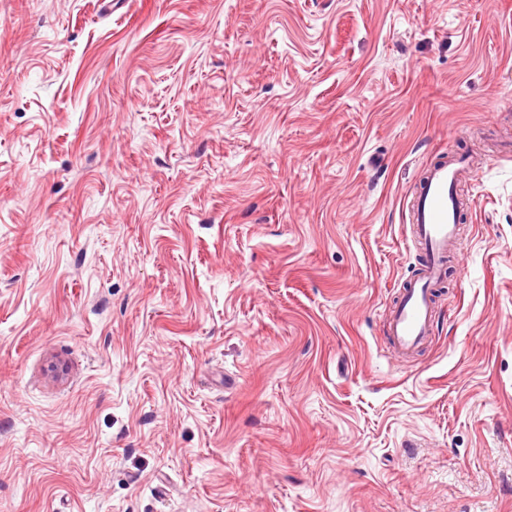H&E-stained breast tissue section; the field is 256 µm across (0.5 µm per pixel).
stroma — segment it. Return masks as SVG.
<instances>
[{
    "mask_svg": "<svg viewBox=\"0 0 512 512\" xmlns=\"http://www.w3.org/2000/svg\"><path fill=\"white\" fill-rule=\"evenodd\" d=\"M0 512H512V0H0ZM466 169L456 158L435 163L424 170L415 188L411 233L423 261L417 277L386 313L390 344L402 357L422 348L433 332L435 293L447 275L446 259L456 258L458 188Z\"/></svg>",
    "mask_w": 512,
    "mask_h": 512,
    "instance_id": "1",
    "label": "stroma"
}]
</instances>
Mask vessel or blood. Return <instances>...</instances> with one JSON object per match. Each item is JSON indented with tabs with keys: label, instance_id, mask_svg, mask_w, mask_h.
<instances>
[{
	"label": "vessel or blood",
	"instance_id": "obj_1",
	"mask_svg": "<svg viewBox=\"0 0 512 512\" xmlns=\"http://www.w3.org/2000/svg\"><path fill=\"white\" fill-rule=\"evenodd\" d=\"M466 171L455 158L426 168L415 188L411 233L423 261L412 283L401 291L386 315L390 344L409 356L429 340L434 325L435 293L447 275L459 234L458 188Z\"/></svg>",
	"mask_w": 512,
	"mask_h": 512
}]
</instances>
